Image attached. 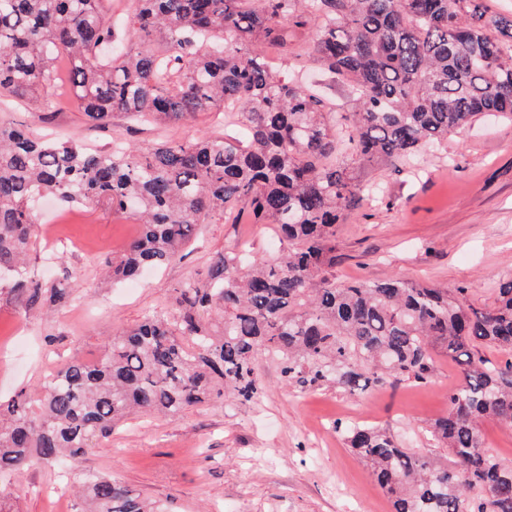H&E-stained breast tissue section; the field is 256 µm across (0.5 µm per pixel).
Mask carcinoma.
<instances>
[{
    "label": "carcinoma",
    "mask_w": 512,
    "mask_h": 512,
    "mask_svg": "<svg viewBox=\"0 0 512 512\" xmlns=\"http://www.w3.org/2000/svg\"><path fill=\"white\" fill-rule=\"evenodd\" d=\"M108 0H0V99L32 97L54 80L52 56L71 58L86 123L163 124L219 110L246 135L201 133L140 149L117 136L101 149L0 120V292L24 312L71 302L78 285L27 275L30 204L105 206L134 218L138 235L105 261L133 281L182 258L200 226L241 213L272 224L288 248L245 262L216 254L203 280L111 337L102 359L71 358L32 409L27 393L0 402V474L62 462L79 488L77 512H166L108 475L77 463L135 413L178 416L263 393L256 356L302 390L432 381L434 348L457 361L461 383L426 431L447 456L406 448L389 431L345 426L346 443L391 498L392 512H512V461L484 447L487 420L512 429V279L489 308L400 278L338 283L329 267L336 225L363 207L368 187L350 164L396 166L454 131L512 117V12L483 0H126L139 45L115 51ZM318 27L320 65L351 88L338 112L275 70L259 42L288 48V27Z\"/></svg>",
    "instance_id": "cac0c4a2"
}]
</instances>
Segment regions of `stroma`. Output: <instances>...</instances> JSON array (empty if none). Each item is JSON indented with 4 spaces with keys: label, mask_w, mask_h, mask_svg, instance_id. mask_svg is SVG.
<instances>
[{
    "label": "stroma",
    "mask_w": 512,
    "mask_h": 512,
    "mask_svg": "<svg viewBox=\"0 0 512 512\" xmlns=\"http://www.w3.org/2000/svg\"><path fill=\"white\" fill-rule=\"evenodd\" d=\"M57 79L39 99L0 101V118L35 123L39 101L58 103L52 128L110 145V130L89 127L72 101L65 55L55 59ZM380 198L337 225L333 239L337 281L397 277L462 293L466 303L490 305L512 279V119L486 117L424 150L401 170L380 161L358 169ZM129 217L100 206L39 207L29 271L65 281L80 273L74 304L47 315H28L19 298L0 295V398L38 392L72 355L99 361L112 333L136 325L167 304L186 278L205 277L213 256L237 249L273 255L284 244L270 225H203L183 259L140 279L111 286L102 261L120 255L136 237ZM424 386L378 390L352 397L328 388L294 390L276 362L257 357L264 391L257 403L228 399L176 417L133 418L102 439L79 468L106 473L171 512H391L347 447L341 428L348 404L363 422L390 429L411 448H426L421 427L448 407V391L461 381L443 349ZM62 465L45 463L0 478V512H75V489Z\"/></svg>",
    "instance_id": "35a3bbf8"
}]
</instances>
